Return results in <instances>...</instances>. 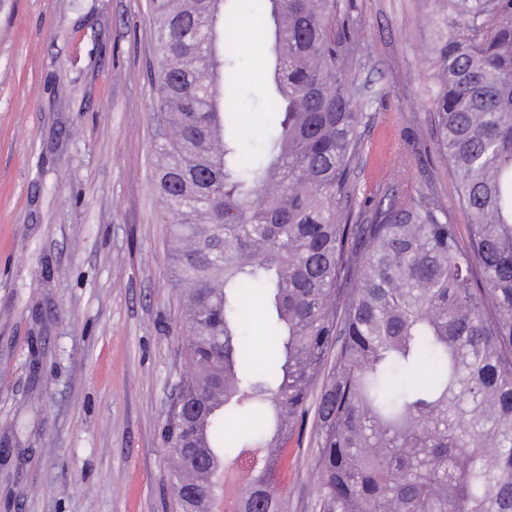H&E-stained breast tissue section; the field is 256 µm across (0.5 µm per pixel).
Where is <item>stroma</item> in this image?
Wrapping results in <instances>:
<instances>
[{
  "label": "stroma",
  "mask_w": 512,
  "mask_h": 512,
  "mask_svg": "<svg viewBox=\"0 0 512 512\" xmlns=\"http://www.w3.org/2000/svg\"><path fill=\"white\" fill-rule=\"evenodd\" d=\"M351 64L367 117L362 191L406 155L429 169L437 0H353ZM227 85L254 96L226 128L258 142L272 59L241 27ZM148 0H0V512H171L160 431L186 369L169 276ZM312 422L288 445L285 512H315Z\"/></svg>",
  "instance_id": "1"
}]
</instances>
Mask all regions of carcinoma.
<instances>
[{"mask_svg":"<svg viewBox=\"0 0 512 512\" xmlns=\"http://www.w3.org/2000/svg\"><path fill=\"white\" fill-rule=\"evenodd\" d=\"M280 120L247 157L225 137L241 96L240 16L224 0H150L158 50L156 188L183 298L188 370L162 426L176 512H216L211 479L253 458L224 512H283L288 442L318 388L316 512H512V0H448L431 46L433 184L355 209L365 113L342 0H264ZM254 307L281 344L262 367ZM241 424L233 440L226 421ZM434 180L437 184L438 190L450 208V214L455 221V224H460L461 237L464 242L467 240V233L464 217L455 209L454 196H455V178L450 170L445 167L434 169Z\"/></svg>","mask_w":512,"mask_h":512,"instance_id":"1","label":"carcinoma"}]
</instances>
